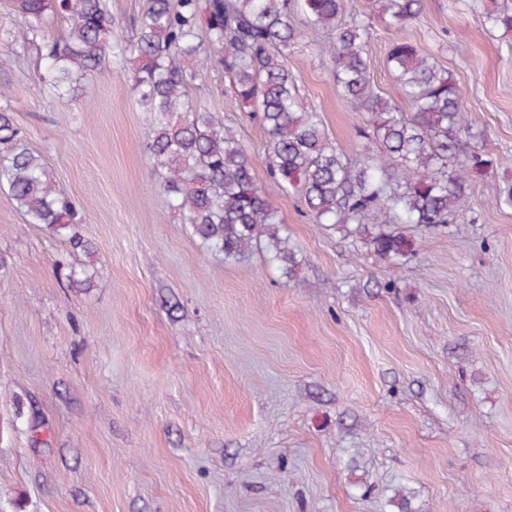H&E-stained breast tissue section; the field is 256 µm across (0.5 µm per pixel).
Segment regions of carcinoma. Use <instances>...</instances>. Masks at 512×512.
<instances>
[{
    "label": "carcinoma",
    "instance_id": "carcinoma-1",
    "mask_svg": "<svg viewBox=\"0 0 512 512\" xmlns=\"http://www.w3.org/2000/svg\"><path fill=\"white\" fill-rule=\"evenodd\" d=\"M379 18L395 31L386 64L408 111L374 88L370 24L343 21L351 0H147L136 36L113 42L104 0H9L19 20L12 41L38 44L44 81L63 97L114 56L132 63L136 101L154 117L144 151L169 209L192 228L200 246L226 260L265 243L269 263L293 275L296 250L278 211L265 198L250 155L211 112L190 111L193 62L213 48L233 82L230 107L260 117L268 174L295 192L313 222L352 236L378 258L394 262L412 242L387 224L438 227L469 204L473 183L498 159L470 145L464 93L452 75L403 34L421 0H378ZM65 15L63 40L46 35ZM333 32L321 48L344 99L365 114L362 149L350 157L328 143L318 113L299 94L288 57L307 46L295 23ZM485 22L512 33V11L488 9ZM0 188L8 189L27 224L65 229L77 223L71 199L56 186L41 154L22 143L19 128L0 109Z\"/></svg>",
    "mask_w": 512,
    "mask_h": 512
}]
</instances>
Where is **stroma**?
Instances as JSON below:
<instances>
[{"label":"stroma","mask_w":512,"mask_h":512,"mask_svg":"<svg viewBox=\"0 0 512 512\" xmlns=\"http://www.w3.org/2000/svg\"><path fill=\"white\" fill-rule=\"evenodd\" d=\"M373 2L354 9L375 19L370 69L391 94ZM492 4L512 8L422 0L405 30L499 165L453 224L396 225L413 250L395 262L312 223L198 60L191 105L250 153L298 251L290 277L260 245L240 262L203 250L143 151L150 115L124 70L55 98L0 0V86L79 218L25 223L0 189V512H512V207L494 204L512 182V33L489 30ZM307 40L299 93L356 154L363 115Z\"/></svg>","instance_id":"1"}]
</instances>
